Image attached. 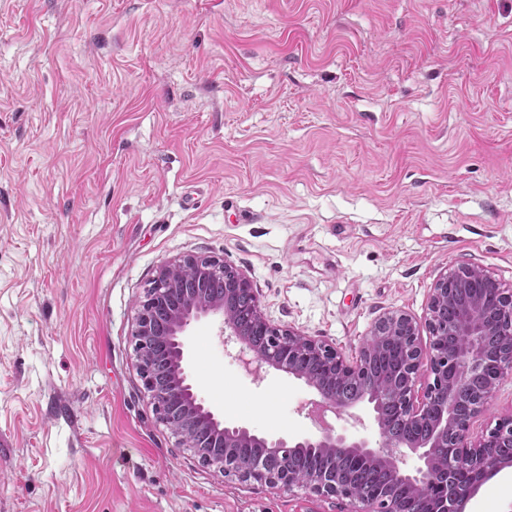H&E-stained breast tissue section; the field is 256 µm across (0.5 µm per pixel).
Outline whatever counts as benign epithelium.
Masks as SVG:
<instances>
[{
	"mask_svg": "<svg viewBox=\"0 0 512 512\" xmlns=\"http://www.w3.org/2000/svg\"><path fill=\"white\" fill-rule=\"evenodd\" d=\"M197 270L199 288L182 290L184 271ZM224 278V300L207 297L205 285L211 277ZM500 282L486 269L463 265L441 276L432 288L425 327L429 343L420 342V327L410 315L392 311L373 324L369 344L360 347L358 356L345 357L336 348L291 328L271 324L263 315L252 280L224 263L206 255H186L163 265L147 288L135 318L136 367L153 401L157 419L181 438L199 460L226 477L269 485L292 487L298 483L310 491L337 496L351 502V512H400L392 498L380 494L358 497L350 481L336 471H317L294 478L288 469L269 471L260 457L229 462L233 448H258L263 454L288 456L294 448H320L335 458L348 455L358 464H375L390 470L393 480L418 493L421 512H435V490L446 476L436 449L448 448V461L467 474L470 491L456 502L454 512H466L467 504L480 488L503 469L512 467V455L499 447L512 444V413L498 419L481 434L472 432L473 421L492 401L497 386L512 374V293L495 300ZM239 293L251 297L250 313L260 334L270 338V347L260 349L245 336L232 318L230 305ZM466 300L457 319L448 324V305L461 295ZM166 307L168 322L159 327L152 318L155 307ZM222 318L220 336L224 345H234V358L248 372L264 366L283 371L304 381L319 396L317 406L324 412L342 414L360 402L372 405L380 442L374 447L363 438L351 439L328 423L318 424V434L299 440L280 437L269 440L245 426L226 425L198 399L183 367L188 326L202 317ZM504 337V351L485 343V337ZM401 357L400 378L388 386L370 375L375 352ZM167 360L173 365L169 382L160 385L152 373V362ZM476 369H488L491 377L469 400L462 399ZM426 385H421V378ZM345 379L362 381L355 401L342 398L338 384ZM396 404L401 421L424 429L420 435L394 437L387 433L385 412L388 403ZM456 430V441L448 446V428ZM416 457L412 469L402 467L403 459Z\"/></svg>",
	"mask_w": 512,
	"mask_h": 512,
	"instance_id": "7a95c632",
	"label": "benign epithelium"
}]
</instances>
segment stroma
<instances>
[{
    "instance_id": "stroma-1",
    "label": "stroma",
    "mask_w": 512,
    "mask_h": 512,
    "mask_svg": "<svg viewBox=\"0 0 512 512\" xmlns=\"http://www.w3.org/2000/svg\"><path fill=\"white\" fill-rule=\"evenodd\" d=\"M189 254L348 356L460 265L512 290V0H0V512H348L157 420L132 328ZM220 325L187 331L205 405L316 434ZM467 512H512V468Z\"/></svg>"
}]
</instances>
